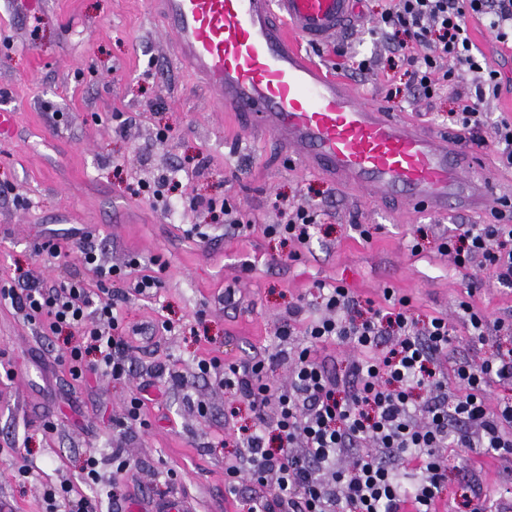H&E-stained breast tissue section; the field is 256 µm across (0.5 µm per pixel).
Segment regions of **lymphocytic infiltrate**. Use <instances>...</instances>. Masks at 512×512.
<instances>
[{
	"instance_id": "f902f5d3",
	"label": "lymphocytic infiltrate",
	"mask_w": 512,
	"mask_h": 512,
	"mask_svg": "<svg viewBox=\"0 0 512 512\" xmlns=\"http://www.w3.org/2000/svg\"><path fill=\"white\" fill-rule=\"evenodd\" d=\"M481 20L493 38L512 43V0H395L375 29L384 43L411 69L410 95L429 98L458 71L474 75L472 92L461 95L448 114L462 141L495 143L499 161L512 168V116L490 117L485 107L501 91L500 73L475 50L467 21ZM489 224H465L440 244L462 271L491 270L497 285L512 288V211L493 210ZM319 223L305 203L287 206L268 236L298 258ZM47 259L78 253L93 271L96 288L69 280L44 288L0 285V300L10 302L30 323L56 334L78 331L67 349L73 378L94 372L115 380L128 368L120 352L123 330L116 313L119 291L127 283L138 295L153 294L155 276H133L126 267L107 264L85 241L65 238L42 245ZM327 317L306 328V343L291 345V322L279 337L284 346L275 360H289L287 384L268 383L263 362L223 364L219 357L200 360L202 373L220 370L219 385L248 403L257 423L241 428L225 489L236 494L237 478L249 477L261 490L248 512H436L445 458L442 448H483L512 455V399L488 407L490 381L512 382V350L480 364L460 363L445 371L442 357L453 341L446 318L419 321L408 297L385 289L382 302L360 303L344 283L317 285ZM393 337L380 351L382 336ZM338 339L355 356L344 374L330 373L318 357L320 344Z\"/></svg>"
}]
</instances>
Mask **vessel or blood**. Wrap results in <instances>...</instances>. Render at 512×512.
Returning a JSON list of instances; mask_svg holds the SVG:
<instances>
[{
    "label": "vessel or blood",
    "mask_w": 512,
    "mask_h": 512,
    "mask_svg": "<svg viewBox=\"0 0 512 512\" xmlns=\"http://www.w3.org/2000/svg\"><path fill=\"white\" fill-rule=\"evenodd\" d=\"M356 0H153L178 59L216 112L271 133L289 159L376 201L479 212L494 192L472 150L367 102L304 55L352 20Z\"/></svg>",
    "instance_id": "b4317fda"
}]
</instances>
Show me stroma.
Masks as SVG:
<instances>
[{
	"instance_id": "obj_1",
	"label": "stroma",
	"mask_w": 512,
	"mask_h": 512,
	"mask_svg": "<svg viewBox=\"0 0 512 512\" xmlns=\"http://www.w3.org/2000/svg\"><path fill=\"white\" fill-rule=\"evenodd\" d=\"M387 6L388 0H359L352 26L304 51L369 101L426 131L447 130L457 93L471 87L473 76L461 73L431 99L389 96L410 75L372 33ZM468 27L502 76L500 95L486 110L512 115V47L493 41L476 19ZM171 43L150 0H44L29 14L0 0V110L14 115L0 139V280L52 286L80 279L95 286V275L75 256L50 263L38 255L55 232L87 235L112 265L137 257L140 273L160 280L154 296L117 306L129 367L119 381L73 379L64 357L71 336L41 333L10 302H0V512H46V484H82L91 455L99 461V490L120 485L117 499H103L102 512H125L134 501L173 492L191 497L198 512H241L225 490L224 463L253 414L198 363L213 356L242 363L275 352L290 308L304 306L299 331L324 315L320 281H343L377 303L390 287L410 298L415 314L447 318L454 339L444 369L512 348V335L495 327L512 322V288L491 285L487 270H457L437 251L441 237L460 224L484 223L487 213L404 211L289 163L273 138L244 133L209 111V92L194 84ZM362 57L370 65L359 72L352 63ZM176 166L200 174L160 201L132 194L134 186H156ZM201 198L229 202L249 229L225 233L198 206ZM171 200L183 209L181 223H171L165 211ZM301 202L321 211L322 224L293 261L264 228L279 222L282 207ZM360 224L373 225L371 242L359 238ZM420 229L428 237L414 256L408 243ZM474 278L484 286L472 302L489 322L481 338L470 335L456 308ZM165 321L170 331L162 330ZM136 393L146 397L145 426H116ZM119 448L129 468H121ZM443 454L442 512H472L464 497L475 484L482 512L512 502V456L481 448ZM19 465L31 467V476H16Z\"/></svg>"
}]
</instances>
